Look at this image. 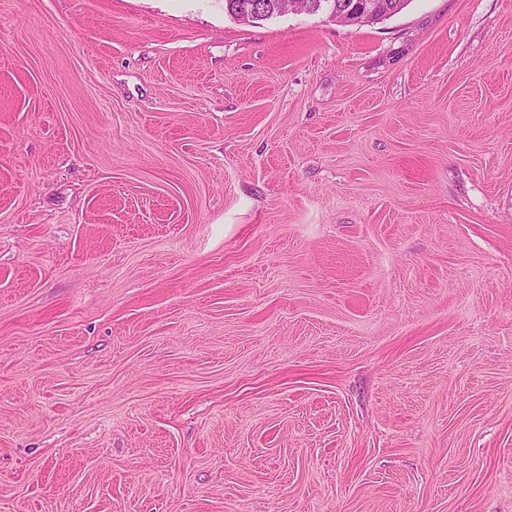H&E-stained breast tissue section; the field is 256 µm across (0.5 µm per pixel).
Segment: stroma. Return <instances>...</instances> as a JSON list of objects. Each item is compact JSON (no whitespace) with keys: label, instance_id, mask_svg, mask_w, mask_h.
I'll return each instance as SVG.
<instances>
[{"label":"stroma","instance_id":"stroma-1","mask_svg":"<svg viewBox=\"0 0 512 512\" xmlns=\"http://www.w3.org/2000/svg\"><path fill=\"white\" fill-rule=\"evenodd\" d=\"M0 512H512V0H0ZM279 0H224V10L226 13L241 23H246L241 20L242 13L249 11L258 5L260 10H263L264 20L273 18L282 14L278 8ZM260 10H254L248 15L250 19L262 18ZM356 1L361 0H308L309 2V11L308 13H317L321 10L331 11L333 7L340 9L341 11H345L343 13L335 15V10L330 14V17L336 22L340 23H352V16L350 10H348ZM347 10V11H346Z\"/></svg>","mask_w":512,"mask_h":512}]
</instances>
